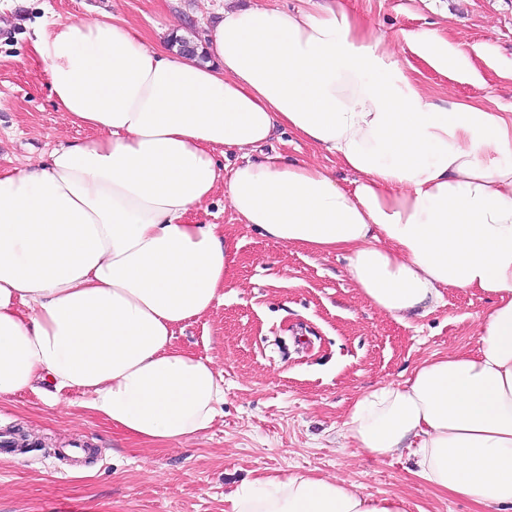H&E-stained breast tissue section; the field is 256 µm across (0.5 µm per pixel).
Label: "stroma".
Wrapping results in <instances>:
<instances>
[{"instance_id": "35a3bbf8", "label": "stroma", "mask_w": 512, "mask_h": 512, "mask_svg": "<svg viewBox=\"0 0 512 512\" xmlns=\"http://www.w3.org/2000/svg\"><path fill=\"white\" fill-rule=\"evenodd\" d=\"M410 61L436 99L512 107V0H349ZM224 0H0V168L45 162L60 146L92 137L50 94L31 44L47 22L113 15L148 45L164 27L202 43ZM436 29L466 44L478 78H446L413 57L405 33ZM265 152L349 175L335 157L289 131ZM195 224H220L237 242L233 282L208 315L175 331L177 348L211 359L224 404L207 432L185 442L144 443L114 432L77 391L57 403L27 391L0 399V433L21 430L26 447L0 446V512H224V493L250 471L314 472L404 499L406 512H478L431 487L408 455L376 460L343 445L342 423L362 392L403 381L422 360L478 346L486 295L451 292L444 305L402 325L373 309L343 256L288 247L240 224L223 189L192 209Z\"/></svg>"}]
</instances>
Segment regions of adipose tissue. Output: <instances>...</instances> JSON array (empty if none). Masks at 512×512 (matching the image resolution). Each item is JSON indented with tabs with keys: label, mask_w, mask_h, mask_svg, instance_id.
<instances>
[{
	"label": "adipose tissue",
	"mask_w": 512,
	"mask_h": 512,
	"mask_svg": "<svg viewBox=\"0 0 512 512\" xmlns=\"http://www.w3.org/2000/svg\"><path fill=\"white\" fill-rule=\"evenodd\" d=\"M407 41L438 74L473 68L436 32ZM32 51L56 107L96 135L44 164L0 169V398L75 389L148 443L208 430L223 377L173 339L231 281L223 227L188 220L223 179L239 223L343 253L360 295L397 323L449 291L492 298L476 351L363 393L341 432L374 459L408 452L418 478L482 512H512L511 112L432 101L344 0L225 9L204 62L107 18L54 23ZM279 128L332 154L350 186L314 162L253 161ZM220 155L237 158L225 177ZM224 502L225 512H404L400 498L312 473L256 475Z\"/></svg>",
	"instance_id": "ef3b65f1"
}]
</instances>
